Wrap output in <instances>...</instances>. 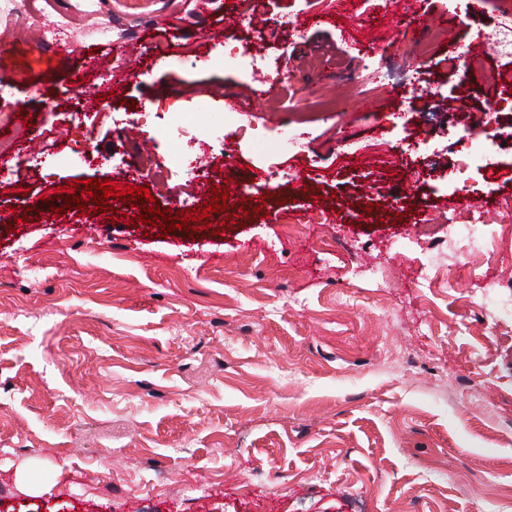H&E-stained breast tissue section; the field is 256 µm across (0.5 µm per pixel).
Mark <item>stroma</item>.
<instances>
[{"label":"stroma","mask_w":512,"mask_h":512,"mask_svg":"<svg viewBox=\"0 0 512 512\" xmlns=\"http://www.w3.org/2000/svg\"><path fill=\"white\" fill-rule=\"evenodd\" d=\"M130 2L0 0V512H512V316L480 307L512 287V138L479 117L512 83L448 70L512 72L495 0ZM244 43L288 90L225 67ZM83 178L172 216L225 187L237 226L54 214ZM461 182L482 255L433 242ZM502 18L492 30L487 33L486 39L504 54L512 55V10L509 8L501 13ZM477 56L468 47H460L455 52V55L450 60L452 66L462 83H468L473 78L481 76L484 72L479 67L478 61L475 59Z\"/></svg>","instance_id":"1"}]
</instances>
